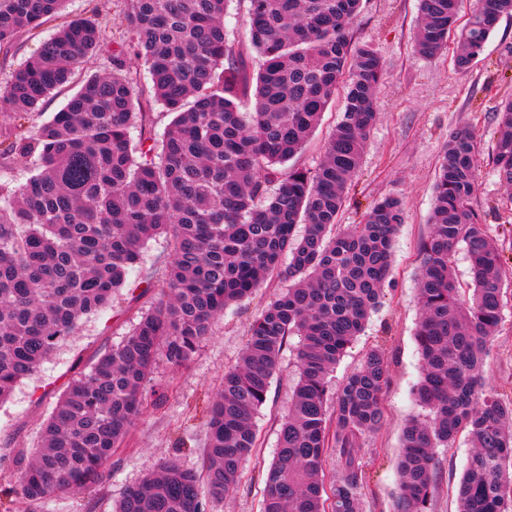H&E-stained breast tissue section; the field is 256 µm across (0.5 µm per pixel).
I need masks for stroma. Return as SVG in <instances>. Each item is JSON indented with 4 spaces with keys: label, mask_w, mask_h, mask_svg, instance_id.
<instances>
[{
    "label": "stroma",
    "mask_w": 512,
    "mask_h": 512,
    "mask_svg": "<svg viewBox=\"0 0 512 512\" xmlns=\"http://www.w3.org/2000/svg\"><path fill=\"white\" fill-rule=\"evenodd\" d=\"M419 0H362L350 33L355 44L371 47L381 58L386 79L376 98L378 120L347 193L341 223H361L365 213L393 194L403 202V219L395 238L390 284L380 310L348 348L332 376L341 386L361 364L366 351L380 347L388 363L384 394L385 421L366 439L360 454L365 479L361 489L366 512H394L397 454L401 427L417 414L413 387L422 373L415 342L419 320L417 279L420 246L430 232L434 182L441 150L454 128L472 127L477 136L479 186L473 206L502 250L512 282V191L499 181L492 164L497 139L496 110L512 98V17L502 18L469 68H457L452 51L426 59L413 51ZM230 44L246 61V76L255 80L261 60L248 41L247 15L231 0L224 18ZM279 283L258 289L240 306L225 310L186 368L159 363L155 383L165 386L160 405L147 406L133 427L129 447L112 457L102 483L62 497L20 503L18 512H113L124 490L165 459L199 469L206 441L205 411L225 370L234 366L250 322L279 291ZM141 312L131 290L122 288L111 309L90 317L76 336L40 367L36 377L19 383L0 403V452L36 448L42 425L67 381L120 343ZM291 337L282 352L268 399L256 417L259 446L235 491L214 502L212 512H261L264 474L276 446L281 417L292 394L295 349ZM484 382L490 388L512 387V286L503 295L500 330L490 346ZM470 452L466 438L438 451L439 466L433 512H456L454 489Z\"/></svg>",
    "instance_id": "35a3bbf8"
}]
</instances>
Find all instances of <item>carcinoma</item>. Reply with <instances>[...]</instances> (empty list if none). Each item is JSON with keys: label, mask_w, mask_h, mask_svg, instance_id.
Wrapping results in <instances>:
<instances>
[{"label": "carcinoma", "mask_w": 512, "mask_h": 512, "mask_svg": "<svg viewBox=\"0 0 512 512\" xmlns=\"http://www.w3.org/2000/svg\"><path fill=\"white\" fill-rule=\"evenodd\" d=\"M64 2L0 0V48L23 31L57 28L0 89V402L82 320L112 306L150 240L162 235L166 248L141 269L134 290L145 309L129 334L72 378L36 448L10 460L16 495L34 502L97 485L148 397L162 400L152 384L158 362L187 366L224 310L285 278L291 284L252 320L213 399L205 476L165 459L124 491L115 512H210V502L231 494L293 336L301 337L296 382L262 512H364L360 450L383 426L388 366L372 349L336 391L330 376L382 304L403 203L387 196L362 223L337 224L385 76L380 57L349 36L362 0H247L249 41L263 59L253 90L226 42L230 0H127L117 19L123 36L111 43L94 21L64 16ZM459 4L420 0L418 55L436 56L454 34L465 69L512 16V0H476L461 25ZM97 53L110 69L80 81L59 112L29 129V115ZM130 54L143 60L149 89L128 68ZM342 83L343 117L321 161L310 170L288 165ZM250 92L254 106L244 111ZM145 95L172 120L160 138L134 143ZM497 119L495 169L512 188V99ZM476 145L462 126L441 153L418 278L423 375L414 398L427 415L402 429L395 512H432L438 449L462 433L471 451L459 512H512V398L483 382L507 278L471 204ZM459 244L470 265L466 299L452 274ZM332 454L339 472L328 486Z\"/></svg>", "instance_id": "carcinoma-1"}]
</instances>
